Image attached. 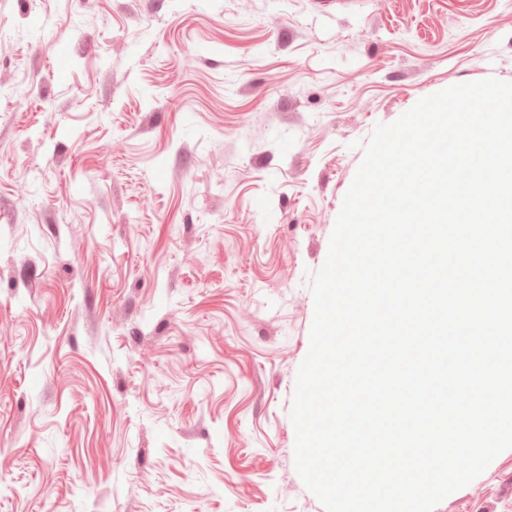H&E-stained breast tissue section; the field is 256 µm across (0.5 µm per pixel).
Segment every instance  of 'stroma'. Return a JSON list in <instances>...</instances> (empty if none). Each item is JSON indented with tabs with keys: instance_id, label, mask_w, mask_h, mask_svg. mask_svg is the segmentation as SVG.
Returning a JSON list of instances; mask_svg holds the SVG:
<instances>
[{
	"instance_id": "35a3bbf8",
	"label": "stroma",
	"mask_w": 512,
	"mask_h": 512,
	"mask_svg": "<svg viewBox=\"0 0 512 512\" xmlns=\"http://www.w3.org/2000/svg\"><path fill=\"white\" fill-rule=\"evenodd\" d=\"M487 79L512 0H0V512H325L310 281L374 128Z\"/></svg>"
}]
</instances>
